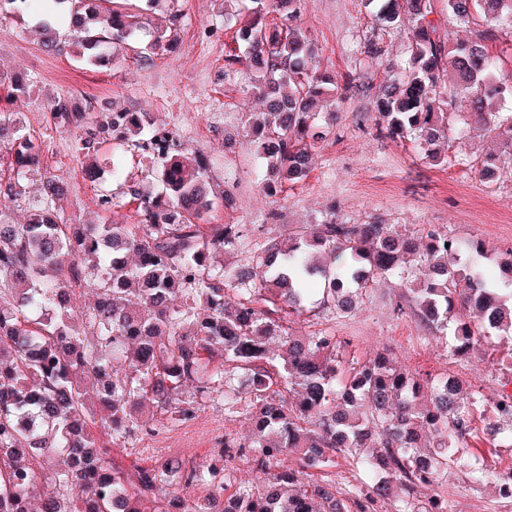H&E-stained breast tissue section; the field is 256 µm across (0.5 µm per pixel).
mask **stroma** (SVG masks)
<instances>
[{
  "label": "stroma",
  "instance_id": "obj_1",
  "mask_svg": "<svg viewBox=\"0 0 512 512\" xmlns=\"http://www.w3.org/2000/svg\"><path fill=\"white\" fill-rule=\"evenodd\" d=\"M174 6L184 15L174 52L145 62L126 49L103 70L76 63L69 44L57 51L43 46L35 29L39 0H27L14 16L0 20V70L21 72L34 85L31 98L12 109L40 138L43 169L69 182V194L58 207L73 223H103L111 212L102 206V195H121L122 188L86 179L73 154V134L48 119L51 100L60 96L82 112L106 102L118 110L150 113L157 125L212 159L210 176L217 189L229 190L234 204L212 212L211 223L253 228L273 219L285 234L333 209L351 224L375 220L416 233L430 225L461 238H479L501 251L512 247V169L489 186L461 167L431 166L410 144L377 133L376 97L385 70L357 51L376 26L360 0H306L302 23L318 48L317 66L338 75L357 73L367 91L340 108L335 133L317 150L309 177L272 196L257 188V162L251 154L224 151L225 139H243L238 113L260 108L240 76L224 72V58L235 47L233 32L224 25L225 0H175ZM403 294L399 282L377 284L353 317L339 323L318 309L299 330L335 331L351 339L359 358L386 350L414 375L448 373L486 398L496 397L512 373L481 352L449 356L443 340L419 329L413 319L397 317L394 308ZM249 429L247 416L225 412L223 394L214 392L201 398L192 419L135 442L121 461L131 467L158 456L198 465L218 452L224 436L243 439ZM436 493L447 496L455 512H512V502L499 499L493 480L476 484L457 468L449 470L443 487L421 489L420 497Z\"/></svg>",
  "mask_w": 512,
  "mask_h": 512
}]
</instances>
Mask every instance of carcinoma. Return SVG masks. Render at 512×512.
<instances>
[{"label": "carcinoma", "mask_w": 512, "mask_h": 512, "mask_svg": "<svg viewBox=\"0 0 512 512\" xmlns=\"http://www.w3.org/2000/svg\"><path fill=\"white\" fill-rule=\"evenodd\" d=\"M239 2L249 15L236 32L243 55H226L224 68L246 60L248 90L265 102L262 112L242 113L241 124L267 193L308 177L313 152L359 84L309 66L305 0ZM434 2L363 0L383 30L410 23L407 60L377 100V126L432 166L466 164L492 182L512 165V113L496 110L512 97V82L495 77L500 59L489 42L512 34V0H444L449 19L474 27L456 44L436 37ZM43 13L45 46L66 36L74 56L95 68L112 65L114 46L133 38L143 61L171 51L182 24L171 12L147 27L112 0H44ZM360 54L380 58V38H365ZM0 88L12 101L31 93L21 75L0 72ZM50 117L76 131L74 155L93 181L100 134L112 132L111 176L126 186L135 222L104 194L112 219L71 223L57 207L69 191L60 175H44L39 193L27 195L42 142L18 113L0 109V512H379L386 501L394 512H453L443 496L420 500L419 488L447 478L471 439L512 447L511 394L488 402L458 379H420L384 352L349 359L350 340L334 334L291 333V323L310 316L315 283L339 320L355 314L376 281L394 279L410 295L398 313L410 310L433 333L454 324L448 354L490 348L497 337L511 370L512 250L497 255L479 239L435 228L414 235L398 224H348L333 211L286 237L256 240L248 264L224 263L219 257L242 245L246 225L207 219L230 203L213 192L210 159L147 112H74L59 97ZM476 131L500 150L473 157L466 144ZM130 149L149 163L157 190L117 160ZM19 200L23 224L6 212ZM84 286L95 300L78 311L72 297ZM275 337L286 347L280 360L269 350ZM189 385L223 392L225 411L250 417L252 437H224V454L204 466H143L128 485L118 453L160 432L150 407L169 423L190 418L194 406L182 399ZM290 455L300 468L283 465ZM338 458L363 475L346 494L326 472ZM237 460L262 471L265 487L222 503L216 490ZM466 468L476 483L491 470L512 479V464L499 471L476 458ZM38 469L55 490L35 511ZM170 482L213 492L202 501L156 497Z\"/></svg>", "instance_id": "cac0c4a2"}]
</instances>
